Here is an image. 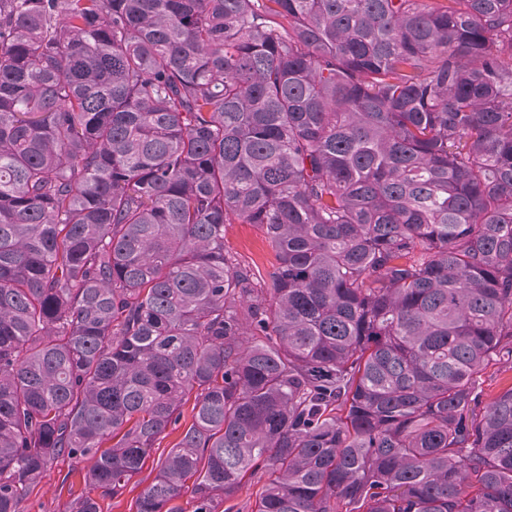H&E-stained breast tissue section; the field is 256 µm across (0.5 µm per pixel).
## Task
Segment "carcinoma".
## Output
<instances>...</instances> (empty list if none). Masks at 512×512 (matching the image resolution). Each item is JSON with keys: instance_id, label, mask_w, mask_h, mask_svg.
<instances>
[{"instance_id": "carcinoma-1", "label": "carcinoma", "mask_w": 512, "mask_h": 512, "mask_svg": "<svg viewBox=\"0 0 512 512\" xmlns=\"http://www.w3.org/2000/svg\"><path fill=\"white\" fill-rule=\"evenodd\" d=\"M491 362L512 0H0V512H512ZM224 246L251 263L255 270L265 273L275 263V257L268 249L263 234L255 224H226ZM482 397L481 400L485 404L493 399L497 393L512 381V370L502 364L492 363L481 374ZM192 403L189 402L183 409V417L180 421L179 430L171 432L165 439L156 445L150 452L145 466L138 474L129 481L123 495L116 498L99 499L101 512H135V502L143 490L152 482L156 474V463L164 457L175 442L180 432L192 422ZM84 496L98 497L83 472L62 458L43 472L20 503V512H66L74 500Z\"/></svg>"}]
</instances>
